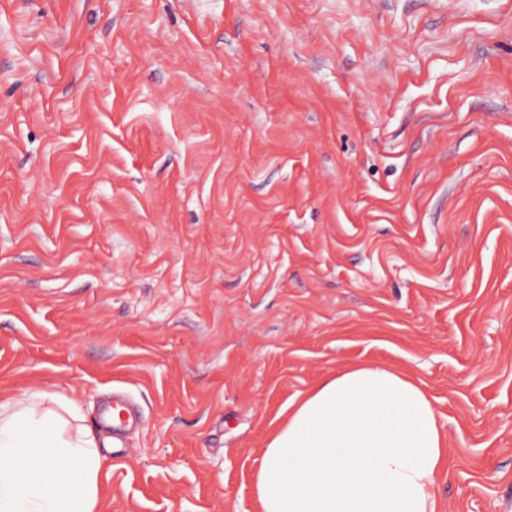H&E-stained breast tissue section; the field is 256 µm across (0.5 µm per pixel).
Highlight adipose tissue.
I'll return each instance as SVG.
<instances>
[{
	"label": "adipose tissue",
	"mask_w": 512,
	"mask_h": 512,
	"mask_svg": "<svg viewBox=\"0 0 512 512\" xmlns=\"http://www.w3.org/2000/svg\"><path fill=\"white\" fill-rule=\"evenodd\" d=\"M60 410L23 397L0 405V512H97L109 437L66 432ZM448 461L431 397L411 376L378 364L347 367L296 404L262 452V512H438Z\"/></svg>",
	"instance_id": "ef3b65f1"
}]
</instances>
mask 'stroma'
<instances>
[{"label": "stroma", "mask_w": 512, "mask_h": 512, "mask_svg": "<svg viewBox=\"0 0 512 512\" xmlns=\"http://www.w3.org/2000/svg\"><path fill=\"white\" fill-rule=\"evenodd\" d=\"M361 362L512 512V0H0V402L130 395L100 512H261Z\"/></svg>", "instance_id": "35a3bbf8"}]
</instances>
